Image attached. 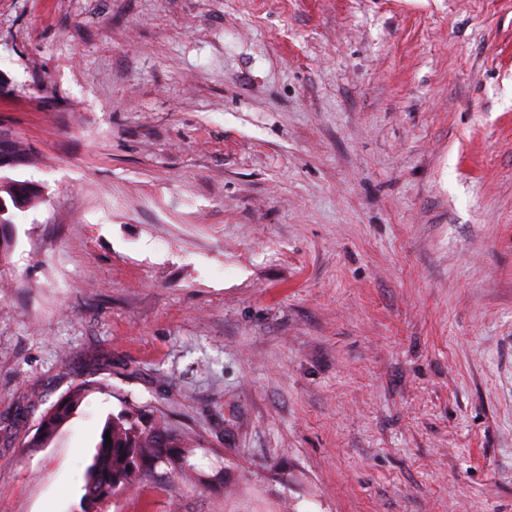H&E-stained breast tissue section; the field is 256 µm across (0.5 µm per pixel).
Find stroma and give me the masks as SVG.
I'll return each instance as SVG.
<instances>
[{"instance_id": "stroma-1", "label": "stroma", "mask_w": 512, "mask_h": 512, "mask_svg": "<svg viewBox=\"0 0 512 512\" xmlns=\"http://www.w3.org/2000/svg\"><path fill=\"white\" fill-rule=\"evenodd\" d=\"M0 132V512L128 397L224 481L103 512H512V0H0ZM2 206L0 211V263L6 262L13 252L17 243V228L12 221L11 216L4 217L9 212L3 213ZM100 388L98 381H84L53 403L40 417L29 447L40 448L47 444L82 406L88 394Z\"/></svg>"}]
</instances>
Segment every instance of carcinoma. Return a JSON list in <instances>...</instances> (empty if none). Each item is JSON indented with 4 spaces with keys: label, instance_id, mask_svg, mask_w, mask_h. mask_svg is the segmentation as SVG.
Here are the masks:
<instances>
[{
    "label": "carcinoma",
    "instance_id": "carcinoma-1",
    "mask_svg": "<svg viewBox=\"0 0 512 512\" xmlns=\"http://www.w3.org/2000/svg\"><path fill=\"white\" fill-rule=\"evenodd\" d=\"M17 243L16 224L0 213V262L9 259ZM98 388L95 380L84 381L53 403L40 417L29 441L32 448L47 444ZM110 435L108 444L105 435ZM194 443L183 432L162 420H149L135 401H125L118 414L107 417L87 472L81 512H101L102 504L116 493L131 490L148 472L165 466L179 476L197 473L193 462Z\"/></svg>",
    "mask_w": 512,
    "mask_h": 512
}]
</instances>
